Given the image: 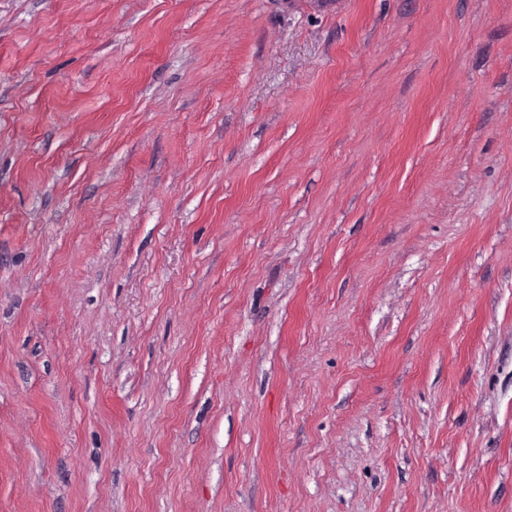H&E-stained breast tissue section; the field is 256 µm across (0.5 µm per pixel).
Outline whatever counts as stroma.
I'll return each instance as SVG.
<instances>
[{"mask_svg":"<svg viewBox=\"0 0 512 512\" xmlns=\"http://www.w3.org/2000/svg\"><path fill=\"white\" fill-rule=\"evenodd\" d=\"M0 512H512V0H0Z\"/></svg>","mask_w":512,"mask_h":512,"instance_id":"obj_1","label":"stroma"}]
</instances>
